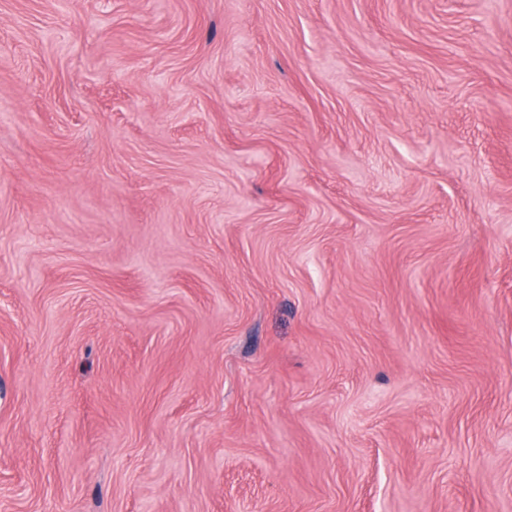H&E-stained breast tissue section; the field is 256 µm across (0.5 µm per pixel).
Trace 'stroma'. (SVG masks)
Listing matches in <instances>:
<instances>
[{"mask_svg": "<svg viewBox=\"0 0 512 512\" xmlns=\"http://www.w3.org/2000/svg\"><path fill=\"white\" fill-rule=\"evenodd\" d=\"M0 512H512V0H0Z\"/></svg>", "mask_w": 512, "mask_h": 512, "instance_id": "35a3bbf8", "label": "stroma"}]
</instances>
